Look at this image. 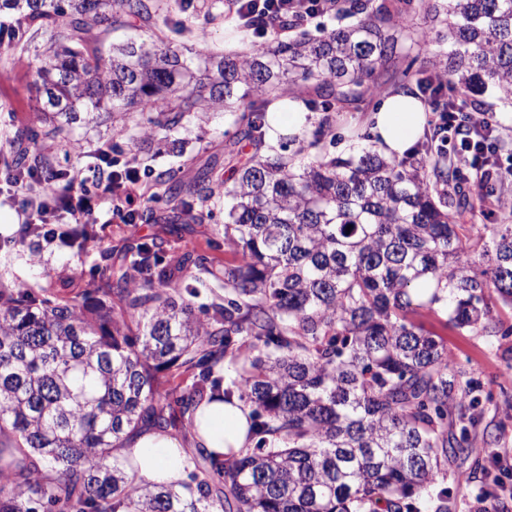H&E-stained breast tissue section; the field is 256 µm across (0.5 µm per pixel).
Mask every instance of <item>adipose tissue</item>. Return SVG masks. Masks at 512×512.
<instances>
[{
  "mask_svg": "<svg viewBox=\"0 0 512 512\" xmlns=\"http://www.w3.org/2000/svg\"><path fill=\"white\" fill-rule=\"evenodd\" d=\"M266 142L274 146L280 136H296L308 127L305 112L297 101L284 98L269 112ZM370 132L379 152L388 158L412 153L424 131L426 117L412 95L398 93L385 97L369 118ZM252 407L240 399L225 402L222 396L203 403L194 414L189 437L148 431L136 436L131 445L116 449L128 480L153 489L177 486L192 465L189 447H202L215 457L239 453L247 448Z\"/></svg>",
  "mask_w": 512,
  "mask_h": 512,
  "instance_id": "obj_1",
  "label": "adipose tissue"
}]
</instances>
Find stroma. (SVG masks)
<instances>
[{
	"label": "stroma",
	"mask_w": 512,
	"mask_h": 512,
	"mask_svg": "<svg viewBox=\"0 0 512 512\" xmlns=\"http://www.w3.org/2000/svg\"><path fill=\"white\" fill-rule=\"evenodd\" d=\"M207 30L208 38L199 46L200 53L205 55L246 54L260 43L259 38L235 21L218 20L209 24ZM409 30V38L400 43L399 67L432 69L437 50L446 46L445 30L421 15L410 20ZM36 66L37 59L31 50L15 52L7 62H0V161L12 157L16 131L35 121L36 93L32 81ZM376 105L375 97L364 93L353 107L337 113L332 126L334 135L321 138L317 153H347L367 144V119ZM467 109L497 127L500 154L512 157V101L490 90L471 97ZM234 131L233 115L214 112L208 121L192 123L183 150L159 140L146 141L136 152V163L150 175L179 167L191 176L223 157L224 144ZM65 137L66 147L45 148L52 166L77 173L89 193H101L104 177L88 166L85 154L111 139V125L77 124L66 130ZM210 207V221L192 225L179 236L164 231L160 220L166 212L161 208L155 212L156 222L149 224H127L113 219L112 223L98 225L96 242L79 255L65 247L46 245L34 255L28 247L11 242L0 233V281H20L37 289L58 277L99 276L106 266L102 251L149 240L157 243L165 257L173 258L192 249L209 264L224 266L232 262L233 254L229 248L215 244L217 231L224 228L223 195H215ZM421 320L427 329L446 341L451 371L461 381L479 387L478 406L466 411L470 418V451L448 464L446 484L455 504L453 512H478L489 492L497 497V512H512V334L506 332L507 327H512V309L498 307L484 331L467 335L444 326L441 319L431 314H422Z\"/></svg>",
	"instance_id": "35a3bbf8"
}]
</instances>
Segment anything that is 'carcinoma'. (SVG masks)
<instances>
[{
    "label": "carcinoma",
    "mask_w": 512,
    "mask_h": 512,
    "mask_svg": "<svg viewBox=\"0 0 512 512\" xmlns=\"http://www.w3.org/2000/svg\"><path fill=\"white\" fill-rule=\"evenodd\" d=\"M218 4L195 0H0V53L42 40L35 72L40 126L17 131L38 145L67 123L116 113L147 116L143 135L182 146L201 112L239 113L224 167L185 177L157 173L149 202L174 224H204L224 189L223 267L186 250L174 263L155 242L105 251L112 274L75 296L53 280L35 291L0 284V512H451L448 460L469 448L464 400L448 347L415 316L441 313L461 332L490 314L487 292L512 303V225L459 223L474 208L448 158V94L459 102L491 87L512 96V0H326L336 21L320 35L278 38L300 25L285 12L275 38L235 58L196 62L184 41L130 39L104 53V37L138 18L174 25L199 43ZM418 13L442 23L449 55L426 73H398V31ZM349 23H343L345 19ZM416 86L436 115L413 156L362 148L320 154L295 136L281 153L260 145L268 97L311 88L314 136L362 92ZM255 152L244 164L237 146ZM18 169L42 165L24 150ZM36 249L40 227L24 224ZM92 224L69 237L78 253ZM492 257L482 270L475 248ZM224 288L202 320L191 298L201 276ZM253 407V446L219 460L190 448L195 471L179 489L128 481L113 450L143 429L188 430L217 392Z\"/></svg>",
    "instance_id": "obj_1"
}]
</instances>
